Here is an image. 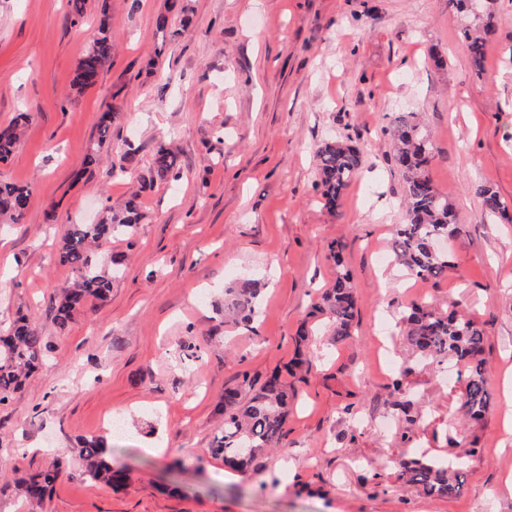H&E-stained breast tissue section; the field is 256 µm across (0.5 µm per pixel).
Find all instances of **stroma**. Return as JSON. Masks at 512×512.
Segmentation results:
<instances>
[{
  "instance_id": "35a3bbf8",
  "label": "stroma",
  "mask_w": 512,
  "mask_h": 512,
  "mask_svg": "<svg viewBox=\"0 0 512 512\" xmlns=\"http://www.w3.org/2000/svg\"><path fill=\"white\" fill-rule=\"evenodd\" d=\"M104 1L115 49L74 97ZM172 2L87 0L76 20L68 0H0V127L30 115L0 181L32 190L21 222L0 223V336L24 313L51 344L0 405V512H512V223L490 220L473 192L493 186L512 206V0L493 4L479 74L448 0H191L187 31L169 40L155 18L180 24ZM106 112L117 115L112 136L87 174ZM394 112L414 113L429 135V175L466 230L436 281L378 259L405 215L384 132ZM327 138L363 156L334 212L315 188ZM160 143L178 150L179 179L142 196L132 236L103 245L102 259L125 257L111 299L58 328L49 306L74 279L57 261L61 236L121 203ZM120 161L126 173L113 171ZM334 243L358 300L354 334L336 344L312 311L334 277ZM242 277L263 288L250 327L225 322L222 308ZM414 301L484 323L483 427L460 422L463 365L411 358L397 321ZM302 327L314 361L304 375L287 369ZM275 371L295 394L286 445L229 474L209 452L224 390ZM98 437L128 473L119 490L83 473L78 448ZM472 446L454 497L401 476L412 453ZM58 460L66 473L40 505L15 493V479Z\"/></svg>"
}]
</instances>
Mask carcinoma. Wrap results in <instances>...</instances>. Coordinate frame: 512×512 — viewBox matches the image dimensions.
I'll return each instance as SVG.
<instances>
[{"mask_svg": "<svg viewBox=\"0 0 512 512\" xmlns=\"http://www.w3.org/2000/svg\"><path fill=\"white\" fill-rule=\"evenodd\" d=\"M495 16L490 11L474 17L478 24L465 25L460 38L467 48L470 66L479 75L484 69L486 45L494 32ZM114 41L102 4L97 34L77 63L72 89L80 94L97 84L112 57ZM29 115L21 114L6 127H0V162L17 150L21 127ZM393 142L392 167L405 183L406 220L396 225L393 237L394 261L422 280L434 279L448 272L451 255L435 247L440 239H457L463 225L457 223L455 208L438 191L429 173L432 143L422 132L411 112L392 114L387 128ZM317 189L324 206L336 210L338 202L362 167L361 152L340 139L329 138L316 150ZM179 155L160 143L152 153L147 174L136 176L138 189L119 207L108 206L96 224H75L63 237L58 261L69 267L76 279L60 290L52 302L54 322L63 329L90 302H104L112 294V275L99 268L94 249L116 235L129 236L142 219L139 199L158 182L179 177ZM475 193L489 217L504 216L508 205L489 185H478ZM27 186L0 182V218L19 222L30 203ZM329 259L336 267L333 283L325 288L316 308L328 319L333 339L343 342L352 336L357 315L355 289L340 252L331 250ZM261 288L251 279H240L224 289V317L246 326L258 315ZM402 333L413 350L441 365L454 359L467 366V381L461 408L472 420L482 419L488 411L485 357L486 336L483 324L471 315L452 311L435 312L425 303L414 301L400 318ZM50 345L22 315L11 332L0 336V404L8 402L21 390L28 376L43 363ZM290 396L280 375L272 373L262 382L243 374L237 387L224 390V420L211 444V453L224 458V465L247 470L261 455L284 446L285 424ZM84 463L83 474L90 480L118 489L126 479L125 469L112 462V449L102 438L85 439L78 448ZM406 483L429 497L449 498L462 485L466 464L461 457L448 460L419 456L402 463ZM62 466L23 478L16 490L28 501H42L64 476Z\"/></svg>", "mask_w": 512, "mask_h": 512, "instance_id": "1", "label": "carcinoma"}]
</instances>
